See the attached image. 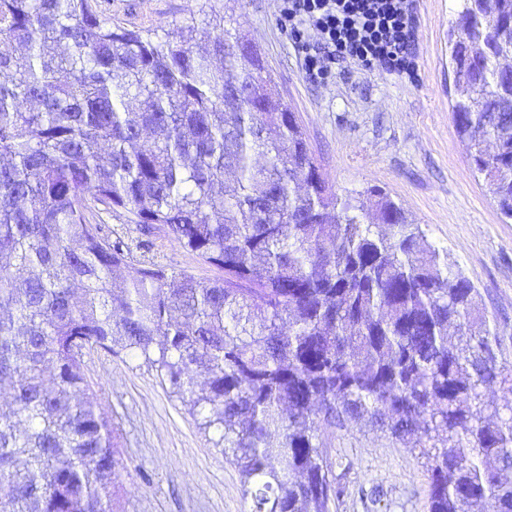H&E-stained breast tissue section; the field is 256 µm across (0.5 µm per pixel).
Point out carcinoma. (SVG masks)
Listing matches in <instances>:
<instances>
[{
	"label": "carcinoma",
	"mask_w": 512,
	"mask_h": 512,
	"mask_svg": "<svg viewBox=\"0 0 512 512\" xmlns=\"http://www.w3.org/2000/svg\"><path fill=\"white\" fill-rule=\"evenodd\" d=\"M459 7L473 57L455 126L512 220V84L486 37L512 0ZM0 41L25 49L0 53V512H113L112 418L78 397L80 345L134 352L204 415L251 512L343 495L328 415L415 437L428 512H512V371L476 289L385 192L332 191L255 45L193 22L127 30L90 0H0ZM118 210L224 277L128 271L103 219Z\"/></svg>",
	"instance_id": "carcinoma-1"
}]
</instances>
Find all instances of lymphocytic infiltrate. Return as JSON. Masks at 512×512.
Masks as SVG:
<instances>
[{"instance_id":"f902f5d3","label":"lymphocytic infiltrate","mask_w":512,"mask_h":512,"mask_svg":"<svg viewBox=\"0 0 512 512\" xmlns=\"http://www.w3.org/2000/svg\"><path fill=\"white\" fill-rule=\"evenodd\" d=\"M279 25L301 67L325 79L341 63L418 70L416 0H280Z\"/></svg>"}]
</instances>
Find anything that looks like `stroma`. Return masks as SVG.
<instances>
[{
	"instance_id": "stroma-1",
	"label": "stroma",
	"mask_w": 512,
	"mask_h": 512,
	"mask_svg": "<svg viewBox=\"0 0 512 512\" xmlns=\"http://www.w3.org/2000/svg\"><path fill=\"white\" fill-rule=\"evenodd\" d=\"M103 16L134 30L170 29L185 20L211 32L240 31L266 61L268 90L295 113L316 165L341 195L384 189L447 252L476 288L512 368V221L504 219L472 170L457 134L449 30L457 0H418L415 78L337 69L313 81L277 26L279 0H97ZM123 239L145 238L133 266L149 261L197 280L220 277L164 227L141 234L114 214ZM90 392L111 416L120 461L114 512H250L236 468L182 398L131 352L84 358ZM332 475L346 488L331 512H427V474L410 444L365 422L321 430Z\"/></svg>"
}]
</instances>
